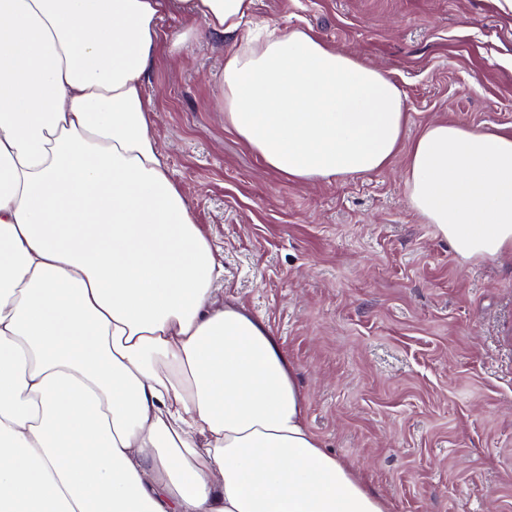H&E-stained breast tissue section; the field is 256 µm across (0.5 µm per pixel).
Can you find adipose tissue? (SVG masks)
<instances>
[{
    "mask_svg": "<svg viewBox=\"0 0 512 512\" xmlns=\"http://www.w3.org/2000/svg\"><path fill=\"white\" fill-rule=\"evenodd\" d=\"M170 0H0V512H390L306 424L295 369L224 271L145 99ZM234 39L224 124L296 183L383 169L408 114L378 68L254 0H172ZM409 206L512 257V133L428 124Z\"/></svg>",
    "mask_w": 512,
    "mask_h": 512,
    "instance_id": "obj_1",
    "label": "adipose tissue"
}]
</instances>
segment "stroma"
Instances as JSON below:
<instances>
[{"instance_id": "35a3bbf8", "label": "stroma", "mask_w": 512, "mask_h": 512, "mask_svg": "<svg viewBox=\"0 0 512 512\" xmlns=\"http://www.w3.org/2000/svg\"><path fill=\"white\" fill-rule=\"evenodd\" d=\"M385 70L408 123L385 168L299 185L224 125L230 40L162 48L158 146L224 258V294L277 336L309 428L391 512H512V259L461 260L406 198L412 142L445 121L512 133L503 0H255Z\"/></svg>"}]
</instances>
